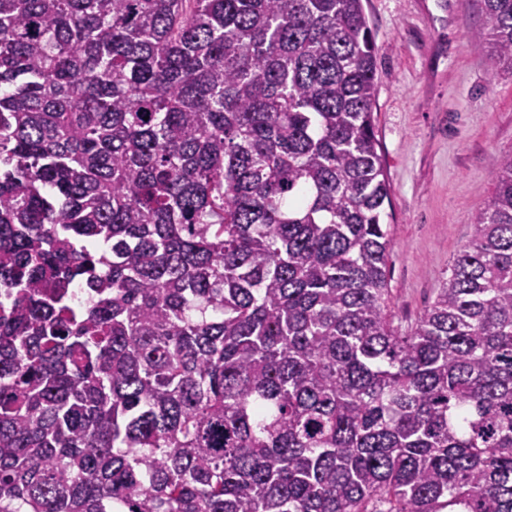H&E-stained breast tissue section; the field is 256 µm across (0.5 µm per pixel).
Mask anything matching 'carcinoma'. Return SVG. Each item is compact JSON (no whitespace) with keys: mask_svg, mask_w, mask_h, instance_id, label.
Wrapping results in <instances>:
<instances>
[{"mask_svg":"<svg viewBox=\"0 0 512 512\" xmlns=\"http://www.w3.org/2000/svg\"><path fill=\"white\" fill-rule=\"evenodd\" d=\"M376 70L362 0H0V512H512V152L401 332Z\"/></svg>","mask_w":512,"mask_h":512,"instance_id":"1","label":"carcinoma"}]
</instances>
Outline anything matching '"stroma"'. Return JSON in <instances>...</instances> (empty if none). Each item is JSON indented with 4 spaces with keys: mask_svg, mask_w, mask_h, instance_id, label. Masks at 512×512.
Returning <instances> with one entry per match:
<instances>
[{
    "mask_svg": "<svg viewBox=\"0 0 512 512\" xmlns=\"http://www.w3.org/2000/svg\"><path fill=\"white\" fill-rule=\"evenodd\" d=\"M377 48L378 151L393 204L396 323L433 302L490 199L492 155L512 151V73L471 45L479 0H363Z\"/></svg>",
    "mask_w": 512,
    "mask_h": 512,
    "instance_id": "1",
    "label": "stroma"
}]
</instances>
